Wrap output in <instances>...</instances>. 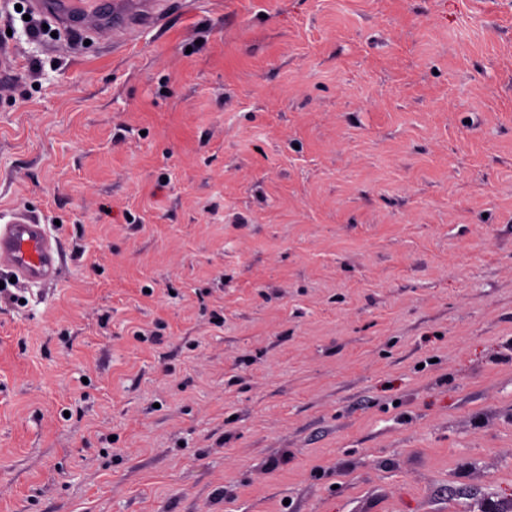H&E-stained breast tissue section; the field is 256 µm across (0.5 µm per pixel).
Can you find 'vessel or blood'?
<instances>
[{"label": "vessel or blood", "instance_id": "1", "mask_svg": "<svg viewBox=\"0 0 512 512\" xmlns=\"http://www.w3.org/2000/svg\"><path fill=\"white\" fill-rule=\"evenodd\" d=\"M30 6L66 28L82 18L125 31L135 24L154 25L161 14L160 0H30ZM61 264L56 239L29 212L15 211L0 225V269L12 273L17 282H52Z\"/></svg>", "mask_w": 512, "mask_h": 512}]
</instances>
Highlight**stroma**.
<instances>
[{
  "label": "stroma",
  "mask_w": 512,
  "mask_h": 512,
  "mask_svg": "<svg viewBox=\"0 0 512 512\" xmlns=\"http://www.w3.org/2000/svg\"><path fill=\"white\" fill-rule=\"evenodd\" d=\"M0 0V512H512V0ZM29 6L65 28H75L83 17L90 23L126 31L134 21L140 26H153L161 14L159 0H31ZM46 226L26 210L15 211L0 225V269L18 283L45 284L58 277L62 260Z\"/></svg>",
  "instance_id": "stroma-1"
}]
</instances>
